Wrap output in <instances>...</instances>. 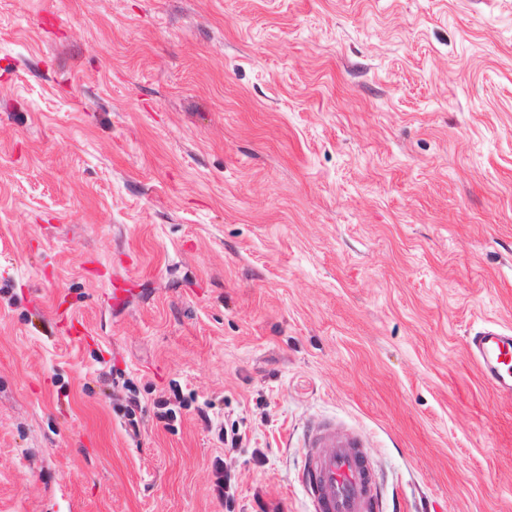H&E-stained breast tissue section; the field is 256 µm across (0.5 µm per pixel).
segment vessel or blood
<instances>
[{"label":"vessel or blood","instance_id":"obj_1","mask_svg":"<svg viewBox=\"0 0 512 512\" xmlns=\"http://www.w3.org/2000/svg\"><path fill=\"white\" fill-rule=\"evenodd\" d=\"M485 382L500 395H512V332L489 325L468 343ZM300 482L313 499L314 512H380L373 465L352 433L319 426L308 440Z\"/></svg>","mask_w":512,"mask_h":512}]
</instances>
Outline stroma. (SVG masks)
Listing matches in <instances>:
<instances>
[{"label": "stroma", "instance_id": "obj_1", "mask_svg": "<svg viewBox=\"0 0 512 512\" xmlns=\"http://www.w3.org/2000/svg\"><path fill=\"white\" fill-rule=\"evenodd\" d=\"M489 322L512 0H0V512H311L317 424L386 512H512Z\"/></svg>", "mask_w": 512, "mask_h": 512}]
</instances>
